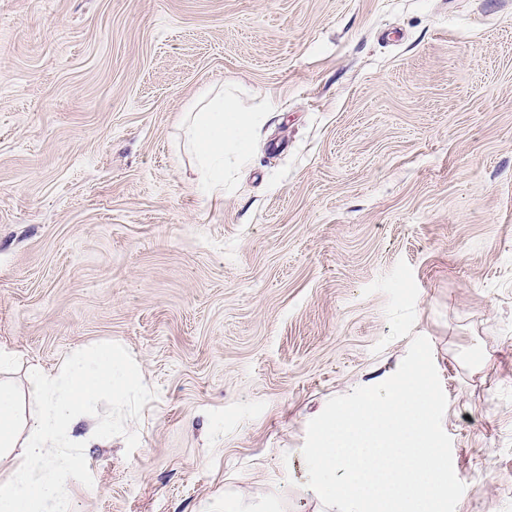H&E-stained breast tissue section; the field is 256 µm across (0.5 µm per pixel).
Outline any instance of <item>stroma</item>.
I'll use <instances>...</instances> for the list:
<instances>
[{"label": "stroma", "mask_w": 512, "mask_h": 512, "mask_svg": "<svg viewBox=\"0 0 512 512\" xmlns=\"http://www.w3.org/2000/svg\"><path fill=\"white\" fill-rule=\"evenodd\" d=\"M269 108L205 191L203 89ZM425 336L465 491L512 512V0H0V349L110 343L77 512H330L301 448Z\"/></svg>", "instance_id": "1"}]
</instances>
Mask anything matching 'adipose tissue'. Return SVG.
Listing matches in <instances>:
<instances>
[{"instance_id":"1","label":"adipose tissue","mask_w":512,"mask_h":512,"mask_svg":"<svg viewBox=\"0 0 512 512\" xmlns=\"http://www.w3.org/2000/svg\"><path fill=\"white\" fill-rule=\"evenodd\" d=\"M265 111V105H245L231 92L206 93L187 115L188 144L201 172H223L229 159L247 164ZM143 388L126 354L108 344L69 356L58 370L33 373L25 393L0 381V458L21 451L0 479V512H75L82 450L87 440L108 436L104 428L80 435L85 410L103 396Z\"/></svg>"}]
</instances>
